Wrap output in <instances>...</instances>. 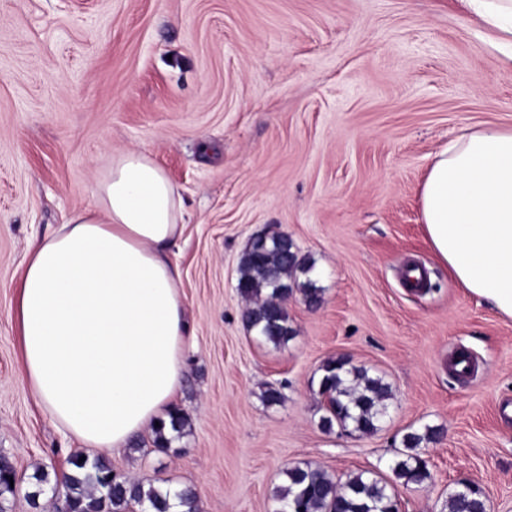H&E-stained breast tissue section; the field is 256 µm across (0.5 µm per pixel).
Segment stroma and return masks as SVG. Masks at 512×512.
Segmentation results:
<instances>
[{
	"instance_id": "obj_1",
	"label": "stroma",
	"mask_w": 512,
	"mask_h": 512,
	"mask_svg": "<svg viewBox=\"0 0 512 512\" xmlns=\"http://www.w3.org/2000/svg\"><path fill=\"white\" fill-rule=\"evenodd\" d=\"M493 38L456 0H0V455L19 480L0 512H34L31 476L79 449L21 383L4 288L29 240L91 206L132 150L184 203L187 424L165 448L149 428L103 451L116 473L192 487L198 512H277L286 468L386 475L428 424L431 478L396 486L399 512H446L464 481L512 512V319L450 275L420 203L461 133L512 129V64ZM272 233L313 260L321 290L289 297L281 347L247 328L237 289L245 246ZM457 350L474 364L464 380L448 370ZM340 356L392 387L375 434L319 425L320 367ZM270 386L281 403H264Z\"/></svg>"
}]
</instances>
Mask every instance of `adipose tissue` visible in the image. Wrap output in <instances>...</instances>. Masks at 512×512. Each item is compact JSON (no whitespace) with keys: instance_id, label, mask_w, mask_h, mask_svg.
Wrapping results in <instances>:
<instances>
[{"instance_id":"adipose-tissue-1","label":"adipose tissue","mask_w":512,"mask_h":512,"mask_svg":"<svg viewBox=\"0 0 512 512\" xmlns=\"http://www.w3.org/2000/svg\"><path fill=\"white\" fill-rule=\"evenodd\" d=\"M512 36V0H460ZM176 184L137 151L113 156L92 206L32 241L10 297L23 381L82 447H125L183 378L188 326L170 260L185 229ZM426 238L471 294L512 318V129L461 135L421 187Z\"/></svg>"}]
</instances>
